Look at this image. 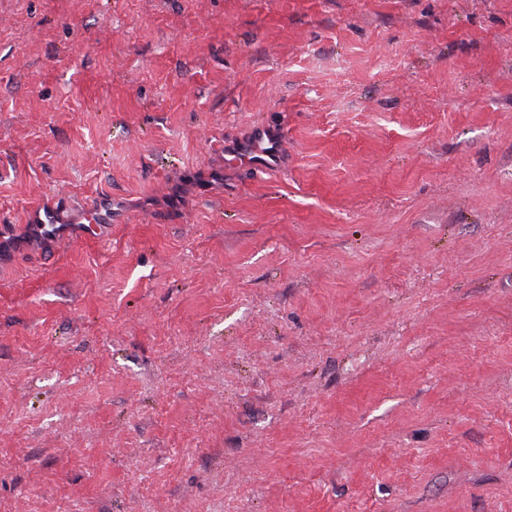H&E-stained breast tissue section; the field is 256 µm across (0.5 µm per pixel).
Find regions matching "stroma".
<instances>
[{
	"mask_svg": "<svg viewBox=\"0 0 512 512\" xmlns=\"http://www.w3.org/2000/svg\"><path fill=\"white\" fill-rule=\"evenodd\" d=\"M0 512H512V0H0ZM263 133L264 131L260 133L251 147L253 156L250 165L253 167H273L279 159V147L270 141L268 142Z\"/></svg>",
	"mask_w": 512,
	"mask_h": 512,
	"instance_id": "1",
	"label": "stroma"
}]
</instances>
